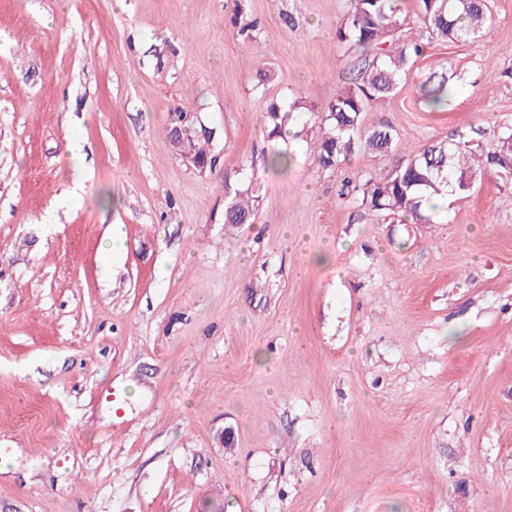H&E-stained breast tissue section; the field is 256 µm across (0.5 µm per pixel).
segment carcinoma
Segmentation results:
<instances>
[{"mask_svg":"<svg viewBox=\"0 0 512 512\" xmlns=\"http://www.w3.org/2000/svg\"><path fill=\"white\" fill-rule=\"evenodd\" d=\"M420 18L437 38L456 43L479 44L491 33L487 0H418ZM350 7L337 28L340 41L352 49L370 55L364 60L359 82L331 100L318 122L314 155L323 169L362 150L368 154L400 151L397 134L389 127L363 126L364 113L377 102L395 96L404 86L411 61L420 56L419 45L387 46L388 38L405 23L402 0H349ZM450 90L445 80L424 91L427 104L439 108L448 101ZM295 105L269 101L261 116L271 150L265 170L288 168L291 155L279 147L288 139V128L295 122ZM195 154L214 158L209 149L213 135L201 136L192 127L187 132ZM492 167L504 174L512 173V131L497 137L489 147L477 150L462 141L450 140L432 144L416 152L409 151L382 179L357 183L342 181L338 196L361 200V204L378 214L409 215L429 220L424 206L437 197L462 193L471 176ZM256 182L235 194L224 210V223L248 224L256 211Z\"/></svg>","mask_w":512,"mask_h":512,"instance_id":"carcinoma-1","label":"carcinoma"}]
</instances>
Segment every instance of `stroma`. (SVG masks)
Returning <instances> with one entry per match:
<instances>
[{
  "instance_id": "35a3bbf8",
  "label": "stroma",
  "mask_w": 512,
  "mask_h": 512,
  "mask_svg": "<svg viewBox=\"0 0 512 512\" xmlns=\"http://www.w3.org/2000/svg\"><path fill=\"white\" fill-rule=\"evenodd\" d=\"M488 5L476 45L403 0L393 40L424 52L366 125L418 149L512 128V0ZM347 9L0 0V512H512V176L428 223L338 197L392 153L322 169L294 135L263 170L270 100L310 127L356 84ZM177 108L212 128V170L172 151ZM255 174L254 220L225 223Z\"/></svg>"
}]
</instances>
